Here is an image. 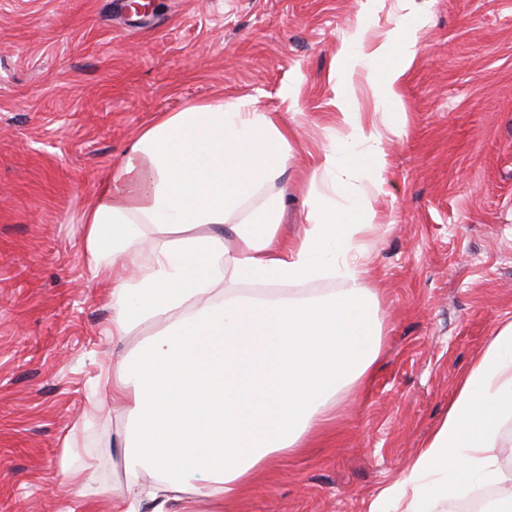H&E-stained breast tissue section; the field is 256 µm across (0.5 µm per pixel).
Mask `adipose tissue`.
Instances as JSON below:
<instances>
[{
  "label": "adipose tissue",
  "instance_id": "1",
  "mask_svg": "<svg viewBox=\"0 0 512 512\" xmlns=\"http://www.w3.org/2000/svg\"><path fill=\"white\" fill-rule=\"evenodd\" d=\"M415 25L399 21L375 50L365 27L343 44L346 72H360L387 117L395 85L418 53ZM337 107L349 132L325 149L301 235L279 236L293 123L249 100L191 104L157 116L111 167L82 216L84 256L112 281L113 342L165 321L132 360L112 367L109 408L138 419L127 481L112 512H195L188 488L224 512L273 457L297 451L327 420L343 386L368 377L382 323L360 237L373 210L354 181L379 184L382 139L364 127L350 85ZM332 280L324 296L253 299L242 285ZM512 419V322L471 367L404 484L369 512H424L428 498L495 482L500 428Z\"/></svg>",
  "mask_w": 512,
  "mask_h": 512
}]
</instances>
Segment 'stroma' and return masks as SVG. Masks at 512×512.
<instances>
[{
	"label": "stroma",
	"mask_w": 512,
	"mask_h": 512,
	"mask_svg": "<svg viewBox=\"0 0 512 512\" xmlns=\"http://www.w3.org/2000/svg\"><path fill=\"white\" fill-rule=\"evenodd\" d=\"M0 0V512H111L135 421L99 409L112 284L80 219L154 116L214 98L295 113L280 228L298 233L314 159L346 135L337 54L404 16L419 52L387 123L363 75L355 109L383 141L363 235L381 349L341 388L325 430L278 456L232 512H368L407 478L490 336L512 321V0ZM81 468L82 496L59 481Z\"/></svg>",
	"instance_id": "stroma-1"
}]
</instances>
